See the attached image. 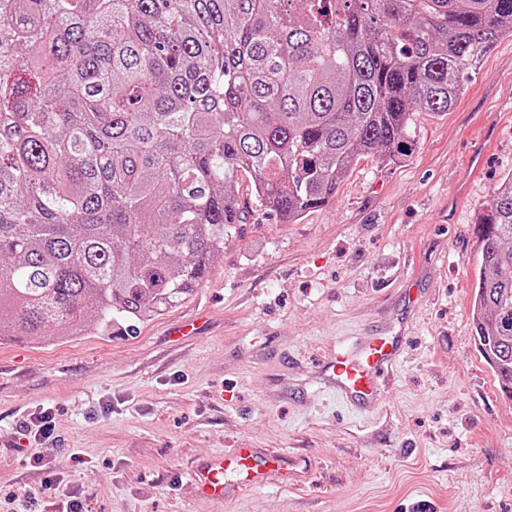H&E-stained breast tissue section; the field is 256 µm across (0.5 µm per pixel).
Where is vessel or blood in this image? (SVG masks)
<instances>
[{
  "instance_id": "obj_1",
  "label": "vessel or blood",
  "mask_w": 512,
  "mask_h": 512,
  "mask_svg": "<svg viewBox=\"0 0 512 512\" xmlns=\"http://www.w3.org/2000/svg\"><path fill=\"white\" fill-rule=\"evenodd\" d=\"M405 332L391 327L376 330L337 351L321 372L324 384L358 409L374 407L381 388L390 383L404 359ZM305 462L282 453L268 457L251 448H237L195 466L190 476L204 496L221 500L237 487L266 482L271 476L306 474Z\"/></svg>"
}]
</instances>
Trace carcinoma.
I'll return each instance as SVG.
<instances>
[{
  "label": "carcinoma",
  "mask_w": 512,
  "mask_h": 512,
  "mask_svg": "<svg viewBox=\"0 0 512 512\" xmlns=\"http://www.w3.org/2000/svg\"><path fill=\"white\" fill-rule=\"evenodd\" d=\"M512 0H0V344L130 337L205 279L239 176L294 224L411 155ZM476 346L512 397V172L478 223Z\"/></svg>",
  "instance_id": "cac0c4a2"
}]
</instances>
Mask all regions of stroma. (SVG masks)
I'll list each match as a JSON object with an SVG mask.
<instances>
[{
  "instance_id": "35a3bbf8",
  "label": "stroma",
  "mask_w": 512,
  "mask_h": 512,
  "mask_svg": "<svg viewBox=\"0 0 512 512\" xmlns=\"http://www.w3.org/2000/svg\"><path fill=\"white\" fill-rule=\"evenodd\" d=\"M414 135L405 160L361 159L295 224L241 175L223 254L136 337L0 346V496L56 474L89 512H512V400L470 318L477 218L512 172V38ZM417 272L405 360L377 410L349 413L320 368L400 314ZM183 320L196 336H173ZM45 411L46 441L25 427ZM236 448L303 458L308 475L200 497L189 469Z\"/></svg>"
}]
</instances>
